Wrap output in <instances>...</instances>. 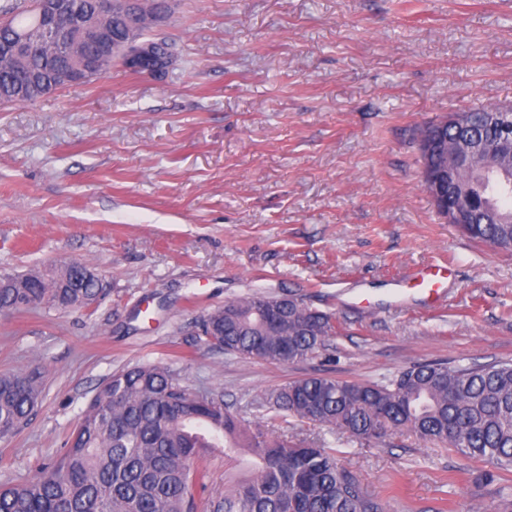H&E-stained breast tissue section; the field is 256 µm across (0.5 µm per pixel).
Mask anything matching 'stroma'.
Segmentation results:
<instances>
[{
	"label": "stroma",
	"instance_id": "35a3bbf8",
	"mask_svg": "<svg viewBox=\"0 0 512 512\" xmlns=\"http://www.w3.org/2000/svg\"><path fill=\"white\" fill-rule=\"evenodd\" d=\"M160 77L116 66L0 106V276L69 261L88 307L0 312V374L41 400L0 439V485L56 460L98 388L150 363L222 399L248 434L317 436L386 512H504L494 465L411 435L349 439L264 416L268 390L420 363L512 360V252L475 243L421 183L420 131L512 106V0H173ZM451 263L429 304L419 270ZM290 294L333 315L317 356L205 345L225 301Z\"/></svg>",
	"mask_w": 512,
	"mask_h": 512
}]
</instances>
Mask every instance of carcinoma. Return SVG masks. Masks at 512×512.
<instances>
[{
    "label": "carcinoma",
    "mask_w": 512,
    "mask_h": 512,
    "mask_svg": "<svg viewBox=\"0 0 512 512\" xmlns=\"http://www.w3.org/2000/svg\"><path fill=\"white\" fill-rule=\"evenodd\" d=\"M69 12L49 16L47 24L63 33L49 42L30 21L37 0L0 3V104L35 101L65 87L55 81L21 94L33 75L47 80L102 51L95 41L69 30L74 16L95 21L107 38V54L98 76L114 64L125 65L122 48L129 40L116 0L110 13L100 0H65ZM171 13L170 0H150L148 17L136 33L152 43L141 74L162 76L158 60L173 45L151 34L152 18ZM26 35L29 49L12 51L14 37ZM439 130L444 150L468 137L485 144L458 171L451 193H465L480 204L471 224L459 228L470 238L500 250H512V140L502 126L512 112L493 107L459 112ZM89 268L64 264L50 273L32 271L0 287V311L51 303L80 307L99 292ZM208 345L242 359L286 364L315 356L336 334L332 317L294 296L286 299L252 294L224 302L202 318ZM42 394L33 373L0 376V437L9 436L29 418ZM259 407L275 418H296L340 435L380 440L401 431L420 440L441 443L476 460L512 471V362L461 366L418 364L385 384L330 377L288 382L261 398ZM243 446L252 457L247 477L225 485L212 512H384L366 497L356 476L336 458V449L317 446V439L247 436L223 402L192 395L169 370L150 364L123 368L99 388L64 452L50 472L0 488V512H194L192 489L203 488L213 449L224 459Z\"/></svg>",
    "instance_id": "carcinoma-1"
}]
</instances>
